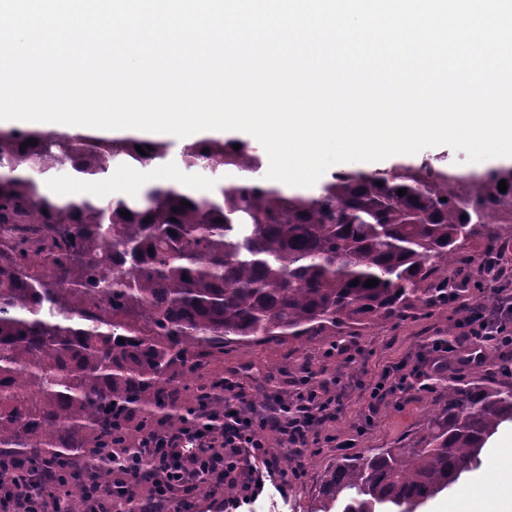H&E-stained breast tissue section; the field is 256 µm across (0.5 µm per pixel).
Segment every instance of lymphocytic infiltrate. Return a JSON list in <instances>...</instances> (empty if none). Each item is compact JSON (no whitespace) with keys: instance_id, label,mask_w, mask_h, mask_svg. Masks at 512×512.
Instances as JSON below:
<instances>
[{"instance_id":"lymphocytic-infiltrate-1","label":"lymphocytic infiltrate","mask_w":512,"mask_h":512,"mask_svg":"<svg viewBox=\"0 0 512 512\" xmlns=\"http://www.w3.org/2000/svg\"><path fill=\"white\" fill-rule=\"evenodd\" d=\"M493 305H477L472 316L460 323L461 337L455 344L432 340L430 355L420 366L382 375L369 385V409L388 397L411 390L415 379L444 372L449 361L465 368L481 364L483 350L499 341L512 346V319L504 317L501 301L512 296L507 288L492 291ZM341 409L339 396L323 390L296 388L291 401H278L271 413L263 414L239 401L224 405V432L213 436L194 426L177 430L149 431L139 438L138 465L126 457L110 458L120 474L146 470L148 493L141 512H172L176 501L195 497L202 483L233 485L237 493L225 499L226 512H236L243 502L257 499L262 485L281 471L282 453L300 456L320 429L335 419ZM0 512H55L44 502L42 487L35 482L9 486L0 493Z\"/></svg>"}]
</instances>
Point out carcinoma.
I'll return each mask as SVG.
<instances>
[{
    "instance_id": "cac0c4a2",
    "label": "carcinoma",
    "mask_w": 512,
    "mask_h": 512,
    "mask_svg": "<svg viewBox=\"0 0 512 512\" xmlns=\"http://www.w3.org/2000/svg\"><path fill=\"white\" fill-rule=\"evenodd\" d=\"M166 156L160 139L0 129V479L28 481L54 466L66 512L82 501L80 462L113 448L133 456L155 423L202 426L224 415L235 385L211 368L216 355L285 341L296 352L309 342L339 351L335 336L451 305L450 337L473 312L456 303L468 282L466 243L481 241L488 261L512 239V165L461 173L400 163L335 173L307 193L267 185L249 142L215 137L184 152L189 167L240 174L214 192L169 185L64 200L31 175L68 163L94 181L114 162L144 167ZM30 224L44 244L38 258ZM370 279L379 283L365 286ZM294 380L322 385L305 358ZM428 381L440 399L422 433L407 448L337 457L311 512H416L512 422V382L479 366L471 379ZM114 484L100 465L105 512H137L141 478L115 501Z\"/></svg>"
}]
</instances>
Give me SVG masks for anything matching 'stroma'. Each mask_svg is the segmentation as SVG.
<instances>
[{
	"instance_id": "35a3bbf8",
	"label": "stroma",
	"mask_w": 512,
	"mask_h": 512,
	"mask_svg": "<svg viewBox=\"0 0 512 512\" xmlns=\"http://www.w3.org/2000/svg\"><path fill=\"white\" fill-rule=\"evenodd\" d=\"M168 143L167 157L159 169L181 185L205 192L235 180V172L229 170L215 172L204 166H186L183 155L189 138L172 137ZM442 327V320L436 316L387 320L359 337L350 355L330 359L322 357L317 345H305L304 352L310 356L313 367L322 371L327 380V391L343 395V409L326 424V432L340 439H353L358 453L408 445L426 422L432 394L417 388L403 397L386 400L372 413L366 407L364 389L402 358L413 359L423 353L430 340L439 338ZM288 351V345L268 344L225 352L224 374L243 382L247 390L262 387L269 399L288 398L295 391L288 369ZM313 453V463L304 467L302 478L292 483L287 493H280L277 484L267 483L262 495L241 506L238 512H310L340 450L322 442L314 446ZM511 462L512 447H503L498 440L486 445L478 465L466 472L458 485L428 500L419 512H438L445 502L452 503L456 512H469L473 506L479 512H493L497 494L512 481V472L507 469ZM476 480L481 481L484 494L473 505L463 499L460 489Z\"/></svg>"
}]
</instances>
